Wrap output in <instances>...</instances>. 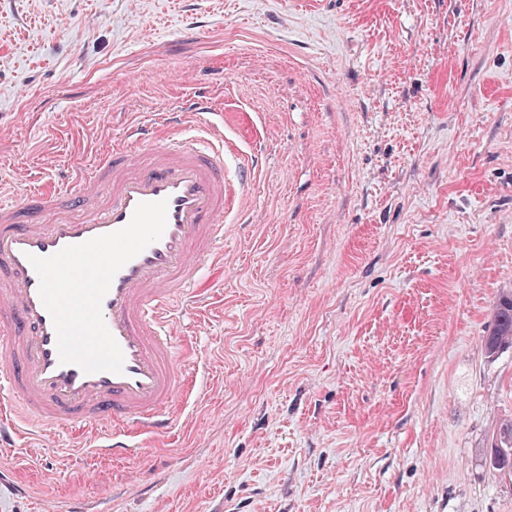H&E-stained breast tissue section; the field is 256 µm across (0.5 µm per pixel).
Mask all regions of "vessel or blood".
<instances>
[{
    "instance_id": "1",
    "label": "vessel or blood",
    "mask_w": 512,
    "mask_h": 512,
    "mask_svg": "<svg viewBox=\"0 0 512 512\" xmlns=\"http://www.w3.org/2000/svg\"><path fill=\"white\" fill-rule=\"evenodd\" d=\"M215 114L210 92L199 89L162 113L166 138L136 125L56 188L31 187L20 202L0 196V422L16 435L37 424L58 432L91 424L99 429L96 453L123 457L139 452L142 436L172 429L187 380L172 340V324L183 315L175 303L224 241V124ZM192 115L201 121L192 137H182ZM163 199L161 238L118 271L101 302L124 355L122 373L61 363L30 256L117 231L138 204Z\"/></svg>"
}]
</instances>
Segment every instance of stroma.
<instances>
[{
    "label": "stroma",
    "instance_id": "1",
    "mask_svg": "<svg viewBox=\"0 0 512 512\" xmlns=\"http://www.w3.org/2000/svg\"><path fill=\"white\" fill-rule=\"evenodd\" d=\"M216 87L237 189L142 452L0 447V512H512V0H0V195ZM494 326L484 336V347L489 357L512 348V293L499 296L493 306Z\"/></svg>",
    "mask_w": 512,
    "mask_h": 512
}]
</instances>
